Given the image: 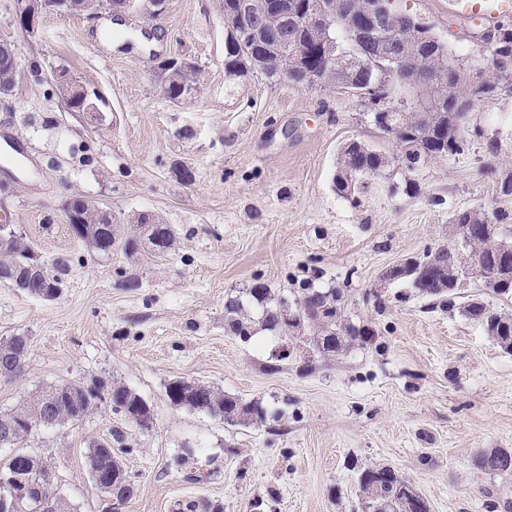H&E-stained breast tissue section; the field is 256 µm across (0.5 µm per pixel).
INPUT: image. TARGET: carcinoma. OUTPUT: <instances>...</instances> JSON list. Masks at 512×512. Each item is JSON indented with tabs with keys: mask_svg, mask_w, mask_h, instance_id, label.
<instances>
[{
	"mask_svg": "<svg viewBox=\"0 0 512 512\" xmlns=\"http://www.w3.org/2000/svg\"><path fill=\"white\" fill-rule=\"evenodd\" d=\"M101 0H68L67 13L86 15L100 8ZM420 18L410 13L395 11L394 21L381 36V41L391 47L392 54L379 60L373 71L364 70V53L353 48L343 25L334 21L328 30L331 42L321 49L314 43L305 46L306 62L302 68L290 71V82L295 87L320 85L334 86L333 79L348 75L354 78L352 94L367 97L375 105L393 98L394 94L405 92V75L421 71L432 85V93L424 97L418 110L398 106L392 113L393 123L401 129L397 138L398 153L390 157L372 147L347 144L341 148L336 175L333 183L336 193L352 195L349 175L359 176L382 173L392 163L398 162L413 170L421 162L436 158H450L464 152L465 146L452 145L455 132L464 129L470 109H459L448 90L460 98L473 97L477 101L503 93L512 94V87L503 85L502 71L512 67V25H499L483 34L485 46L480 57L464 65L448 52L447 46L433 36L430 30L421 31L417 24ZM11 48L0 45V92L9 93L17 84L18 71L6 61ZM257 52L250 44L235 39L224 43L226 65H236L250 60ZM61 98L68 100L75 108L87 106L85 90L80 84L62 79L58 84ZM63 212L69 224H79L84 237L101 254L120 252L132 256L138 252L142 242L153 247V255L165 259L176 249L177 231L171 224L160 218L140 214L132 223L136 228L127 231L124 225L116 223L114 215H104L99 204L82 196L65 200ZM448 224L462 225L471 229L469 242L464 251L480 258L483 269L495 274L499 287L493 294L512 296V262L502 263V250L512 245V209L473 207L453 213ZM449 246L443 245L414 257L412 271H422L419 282L404 269L397 282L414 290L420 296L438 302L450 311L457 310L480 324H493L499 330L500 348L512 353V315L499 312L479 298H466V289L454 284V268L448 267ZM31 246L23 236L7 238L0 242V282L11 286L17 283L3 277V272L16 268V263L27 258ZM63 286L58 274L45 269L34 275L27 284L31 295ZM251 301L261 305V325L266 330L282 332L295 331L296 325L284 319L283 308H288L301 321V328L307 332V343L319 349L323 355L343 351L353 341H366L372 332L369 328L354 325L346 319L339 294L334 289L323 290L305 285L293 299L272 295L271 289L257 282L246 290ZM224 330L243 341L252 338L255 321L238 297L229 298L224 304ZM166 395L177 405L200 413L218 417L229 424H259L265 420V411L256 402L243 403L240 400L206 385L188 386L183 380H173L166 386ZM107 402L112 412L147 428L152 423L150 408L144 399L120 382L102 379L85 388L78 397L53 385L41 390L35 396L21 401L12 410L0 412V428L13 425L23 417L30 421L31 428L21 432L7 446L12 447L29 440L33 434L47 426H64L83 420L90 415L89 408ZM86 460H93L112 477L124 474L122 463L112 457V441L88 440ZM503 449L488 448L478 451L474 465L484 471L504 469L500 457ZM384 467L367 468L359 477L361 495L367 497L382 485V493L376 498L379 512H405V505L397 495V486L404 483L397 475L382 480Z\"/></svg>",
	"mask_w": 512,
	"mask_h": 512,
	"instance_id": "cac0c4a2",
	"label": "carcinoma"
}]
</instances>
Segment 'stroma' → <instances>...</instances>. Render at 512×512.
Returning <instances> with one entry per match:
<instances>
[{
    "label": "stroma",
    "instance_id": "stroma-1",
    "mask_svg": "<svg viewBox=\"0 0 512 512\" xmlns=\"http://www.w3.org/2000/svg\"><path fill=\"white\" fill-rule=\"evenodd\" d=\"M449 47L483 49L479 27L448 0H392ZM14 43L19 82L0 100V218L10 215L46 266L69 258L65 288L44 302L0 282V339L26 336L22 373L0 377V411L65 382L123 383L149 405L142 428L101 405L85 420L40 429L20 449L52 469L71 512H106L85 468L87 440L120 431L119 458L137 485L120 512H362L361 470L391 468L430 512H512V474L475 467L483 448H512V353L480 323L381 277L448 241L451 211L511 208L490 167L512 163V95L475 102L465 154L391 166L336 194L342 145L395 155L368 100L294 87L224 65L222 0H164L157 18L122 28L80 15L44 16L36 35L0 0V36ZM194 65V90L173 101L158 64ZM67 69L103 96L101 119L68 111L54 75ZM189 168L190 183L179 172ZM414 180L419 192L404 190ZM78 194L175 225L163 262L93 251L62 204ZM138 277L128 291L118 272ZM275 295L309 282L336 289L346 316L374 331L333 356L278 358V333L224 331V304L255 282ZM183 379L246 402L266 421L230 425L175 406Z\"/></svg>",
    "mask_w": 512,
    "mask_h": 512
}]
</instances>
